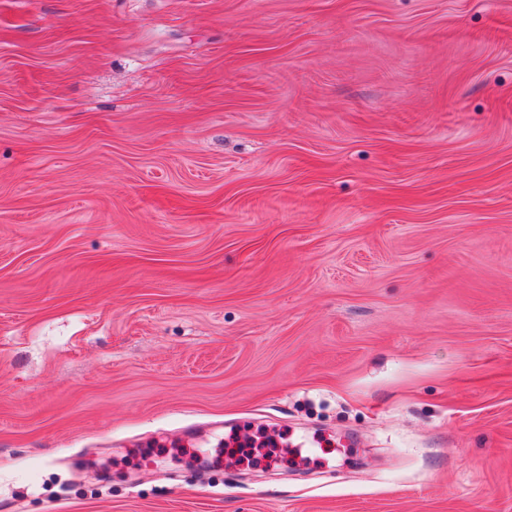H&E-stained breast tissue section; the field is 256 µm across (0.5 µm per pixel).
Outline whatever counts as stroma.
Here are the masks:
<instances>
[{"label":"stroma","instance_id":"1","mask_svg":"<svg viewBox=\"0 0 512 512\" xmlns=\"http://www.w3.org/2000/svg\"><path fill=\"white\" fill-rule=\"evenodd\" d=\"M0 507L512 512V0H0Z\"/></svg>","mask_w":512,"mask_h":512}]
</instances>
